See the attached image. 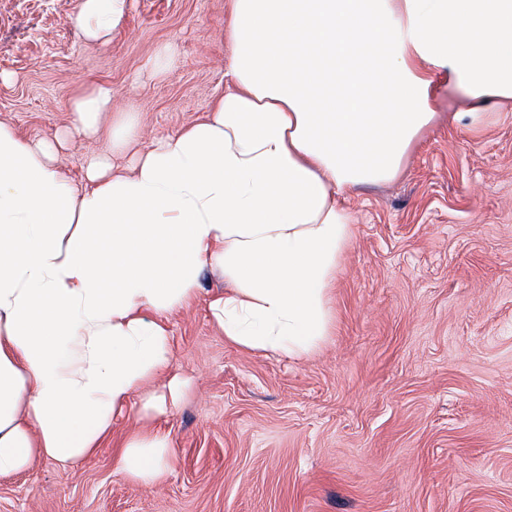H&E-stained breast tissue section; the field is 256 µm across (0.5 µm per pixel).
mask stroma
<instances>
[{"instance_id":"stroma-1","label":"stroma","mask_w":512,"mask_h":512,"mask_svg":"<svg viewBox=\"0 0 512 512\" xmlns=\"http://www.w3.org/2000/svg\"><path fill=\"white\" fill-rule=\"evenodd\" d=\"M83 0H0V123L55 139L69 101L112 89L138 137L70 136L57 166L117 165L201 118L224 89L231 0H130L106 41L75 27ZM171 58L163 71L153 63ZM353 235L333 290L334 336L302 361L225 343L207 302L170 317L172 374L190 378L159 420L176 461L146 486L111 447L72 468L37 460L0 478V512H512V104L482 127L435 120L397 176L348 196Z\"/></svg>"}]
</instances>
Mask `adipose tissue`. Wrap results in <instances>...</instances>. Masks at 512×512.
<instances>
[{
  "instance_id": "1",
  "label": "adipose tissue",
  "mask_w": 512,
  "mask_h": 512,
  "mask_svg": "<svg viewBox=\"0 0 512 512\" xmlns=\"http://www.w3.org/2000/svg\"><path fill=\"white\" fill-rule=\"evenodd\" d=\"M128 0H84L86 37L108 38ZM230 84L195 124L131 172L0 124V478L39 459L93 456L119 418L114 462L152 485L174 449L156 426L181 395L170 314L205 266L225 341L300 359L334 330L331 291L352 236L342 197L399 172L442 94L454 120L512 101V0H232ZM112 91L74 96L72 133L102 135Z\"/></svg>"
}]
</instances>
